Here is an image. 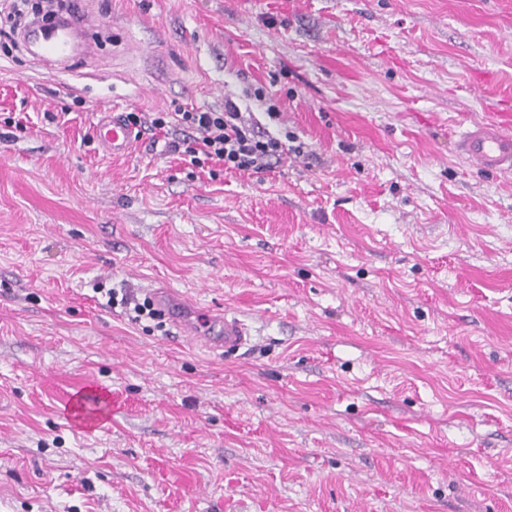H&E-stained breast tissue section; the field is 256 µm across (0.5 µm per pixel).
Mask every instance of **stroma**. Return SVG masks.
<instances>
[{
    "instance_id": "35a3bbf8",
    "label": "stroma",
    "mask_w": 512,
    "mask_h": 512,
    "mask_svg": "<svg viewBox=\"0 0 512 512\" xmlns=\"http://www.w3.org/2000/svg\"><path fill=\"white\" fill-rule=\"evenodd\" d=\"M76 2L92 54L0 44V512H512V173L455 150L512 0ZM255 83L270 172L93 135ZM160 286L251 343L133 321ZM246 96L267 105L266 112L262 113L265 114L270 121L277 122L280 120L281 112L279 102L275 100L272 95H269L264 85L257 84L247 88ZM124 122L137 132H139L138 128L145 129L147 123L143 112H125L122 118L121 112H115L112 109L111 116L101 118L94 126L97 140L113 156L127 155L134 138L133 130ZM206 321L208 323L204 328H209V334L213 335L210 339L224 345V352L237 351L247 344L248 328L237 317L224 314V318H208ZM216 326L220 327L218 331L215 330Z\"/></svg>"
}]
</instances>
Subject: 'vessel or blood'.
I'll use <instances>...</instances> for the list:
<instances>
[{"instance_id":"obj_1","label":"vessel or blood","mask_w":512,"mask_h":512,"mask_svg":"<svg viewBox=\"0 0 512 512\" xmlns=\"http://www.w3.org/2000/svg\"><path fill=\"white\" fill-rule=\"evenodd\" d=\"M87 23L88 19L83 13L74 12L67 33L44 39L43 55L63 54L70 43L71 33L83 29ZM95 136L109 153L124 156L129 152L134 133L125 125L121 113L115 112L96 123ZM456 151L461 159L482 170L501 174L512 172V113L503 112L492 119L472 123L459 136ZM156 299L180 328L190 327L189 316L180 304L173 302L167 290H159ZM207 326L215 330V341L223 345L225 351L239 350L248 341L249 331L237 317L227 315L208 321Z\"/></svg>"}]
</instances>
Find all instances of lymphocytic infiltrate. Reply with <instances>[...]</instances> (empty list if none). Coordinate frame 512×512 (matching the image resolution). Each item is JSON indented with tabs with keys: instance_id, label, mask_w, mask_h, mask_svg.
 I'll list each match as a JSON object with an SVG mask.
<instances>
[{
	"instance_id": "1",
	"label": "lymphocytic infiltrate",
	"mask_w": 512,
	"mask_h": 512,
	"mask_svg": "<svg viewBox=\"0 0 512 512\" xmlns=\"http://www.w3.org/2000/svg\"><path fill=\"white\" fill-rule=\"evenodd\" d=\"M246 95L266 106L265 120H258L254 113L242 112L233 98H225L223 111L177 110L157 112L152 119L143 113H125L124 122L133 128L144 126L154 130L166 128L189 129L184 138V155L195 166L209 162L222 164L228 172H263L274 169L288 157L301 156L303 145L294 132L282 128L270 131L266 121H279L281 112L278 100L269 95L264 85L247 88Z\"/></svg>"
}]
</instances>
